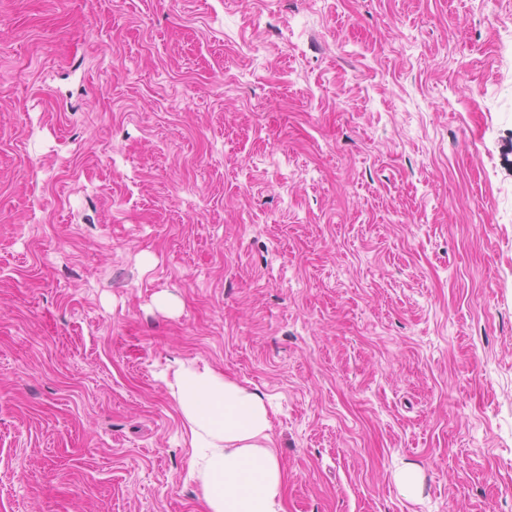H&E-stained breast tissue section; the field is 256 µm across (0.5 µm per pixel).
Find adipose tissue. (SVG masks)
Here are the masks:
<instances>
[{"mask_svg": "<svg viewBox=\"0 0 512 512\" xmlns=\"http://www.w3.org/2000/svg\"><path fill=\"white\" fill-rule=\"evenodd\" d=\"M179 404L190 424L207 512H286L283 472L269 446L263 401L214 372L179 379Z\"/></svg>", "mask_w": 512, "mask_h": 512, "instance_id": "adipose-tissue-1", "label": "adipose tissue"}]
</instances>
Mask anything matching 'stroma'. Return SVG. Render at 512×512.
I'll use <instances>...</instances> for the list:
<instances>
[{"instance_id": "obj_1", "label": "stroma", "mask_w": 512, "mask_h": 512, "mask_svg": "<svg viewBox=\"0 0 512 512\" xmlns=\"http://www.w3.org/2000/svg\"><path fill=\"white\" fill-rule=\"evenodd\" d=\"M510 17L0 0V512H204L186 369L287 512H512Z\"/></svg>"}]
</instances>
